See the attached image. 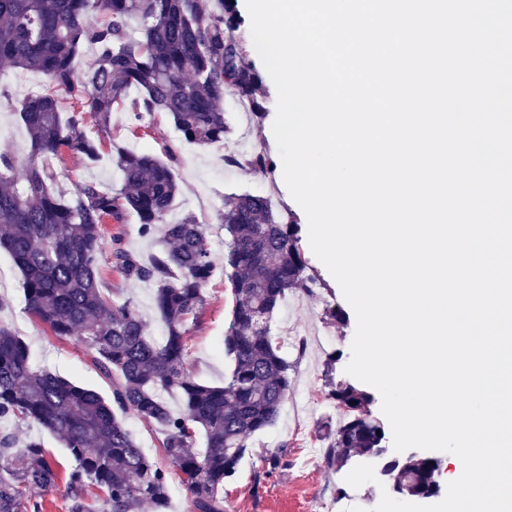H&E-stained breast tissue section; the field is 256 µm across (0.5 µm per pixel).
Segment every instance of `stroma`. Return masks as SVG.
<instances>
[{
    "mask_svg": "<svg viewBox=\"0 0 512 512\" xmlns=\"http://www.w3.org/2000/svg\"><path fill=\"white\" fill-rule=\"evenodd\" d=\"M42 74L8 71L0 74V152L25 157L28 136L18 109L20 102L34 89L43 87ZM267 116L261 125H252L244 112L236 108L237 99L226 94L221 107L235 132L223 142L198 146L186 144L172 121L163 114L133 121L129 113L114 111L108 129H100L93 118H86V133L101 140L102 155L91 165L71 156L54 160L58 172L56 189L70 194L77 185L97 182L107 190L120 186L113 159L120 150L143 152L170 161L182 192L172 211L175 218L193 215L207 228L213 276L204 290L206 305L198 319L187 322V366L201 382L220 386L230 370L231 360L224 353V336L233 303L232 292L224 276V231L219 215L228 195L241 192L266 193L279 209L287 211L297 224H306L302 208L294 202L278 174L257 175L248 170L226 166L224 157L241 149L242 142H261L276 150L272 133L276 115L277 93L270 77H263L258 92ZM300 249L322 286L313 296L292 295L276 316L274 332L283 350L296 366L288 398L276 424L249 442V451L235 476L224 485V512H314L320 502L336 499L338 494L356 502L376 507L381 498L377 484L343 486L336 472L329 470L323 458V442L313 449L300 448L296 441L298 427L317 431L323 422L333 419L335 411L325 408V378L349 381L345 367L350 360V346L356 330V315L349 310L341 289L324 264L312 252L308 239H301ZM103 285L114 300H132L149 324V333L161 338L164 326L153 308L152 284L129 280L112 269H105ZM345 309V324L329 323L326 306ZM22 277L7 253L0 252V324L11 327L30 345L33 363L82 386L110 396L111 390L89 365L88 351L76 337L53 336L25 309ZM338 352L340 360L334 372H327L325 356ZM283 453L285 464L269 470L271 454Z\"/></svg>",
    "mask_w": 512,
    "mask_h": 512,
    "instance_id": "1",
    "label": "stroma"
}]
</instances>
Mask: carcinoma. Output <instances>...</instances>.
<instances>
[{
  "mask_svg": "<svg viewBox=\"0 0 512 512\" xmlns=\"http://www.w3.org/2000/svg\"><path fill=\"white\" fill-rule=\"evenodd\" d=\"M244 19L236 0H0V72L33 70L44 87L21 102L29 135L27 155L0 153V249L20 271L25 310L57 337L76 336L111 396L81 387L30 361V346L0 324V512H42L26 498L65 480L68 512H154L168 508L167 471L140 448L118 413L133 412L164 431L163 453L182 475L191 512H224V483L232 478L250 439L272 427L288 398L294 362L282 351L272 324L290 294H314L319 279L307 272L298 225L277 211L270 196L227 197L224 275L234 301L224 337L232 367L224 385L199 382L187 368L186 322L205 304L214 265L207 230L191 215L168 216L180 188L170 164L150 154L121 151L114 163L122 188L93 182L70 195L56 193L49 158L65 155L92 164L101 143L84 130L89 113L103 128L122 109L141 121L168 115L184 141L208 145L232 132L220 103L232 92L251 103L250 119L266 112L257 98L260 71L246 62L242 43L226 45ZM86 44L97 47L94 67L80 69ZM232 167L268 174L273 156L229 153ZM137 217L139 234L164 232L147 262L121 245L107 247L105 225ZM129 279L156 284V313L165 339L155 341L138 307L112 301L101 288V260ZM179 395L174 413L166 394ZM327 398L340 410L324 426V460L339 471L353 458L375 459L393 493L414 496L435 483L430 459L389 454L381 427L363 410L368 396L330 383ZM35 423L66 448L73 465L61 473L44 445L19 443L9 425ZM204 436L197 445V432ZM99 490V508L87 503Z\"/></svg>",
  "mask_w": 512,
  "mask_h": 512,
  "instance_id": "obj_1",
  "label": "carcinoma"
}]
</instances>
